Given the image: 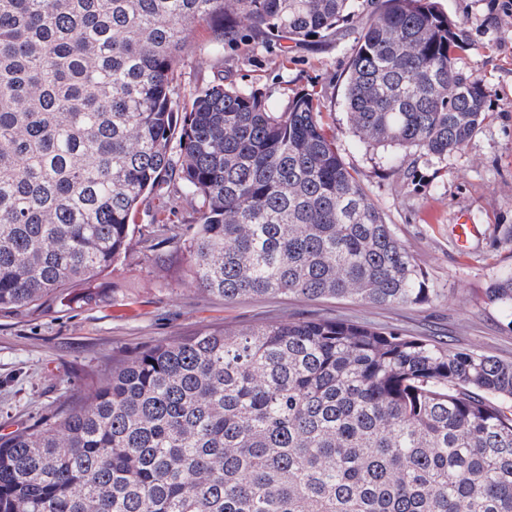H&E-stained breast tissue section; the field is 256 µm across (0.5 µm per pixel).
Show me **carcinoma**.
I'll return each mask as SVG.
<instances>
[{"label": "carcinoma", "mask_w": 512, "mask_h": 512, "mask_svg": "<svg viewBox=\"0 0 512 512\" xmlns=\"http://www.w3.org/2000/svg\"><path fill=\"white\" fill-rule=\"evenodd\" d=\"M345 90L370 145L461 150L488 87L437 0H366ZM354 0H0V311L81 299L133 244L164 178L202 199L204 292L421 305L414 255L319 122L219 76L189 105L177 67L205 26L295 42ZM178 139L173 159L172 139ZM487 296L512 310V273ZM0 512H512V362L346 320L202 331L101 374L40 429L0 437Z\"/></svg>", "instance_id": "carcinoma-1"}]
</instances>
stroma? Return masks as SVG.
Here are the masks:
<instances>
[{"label":"stroma","instance_id":"stroma-1","mask_svg":"<svg viewBox=\"0 0 512 512\" xmlns=\"http://www.w3.org/2000/svg\"><path fill=\"white\" fill-rule=\"evenodd\" d=\"M438 3L465 22V41L454 52L458 67L491 91L485 124L463 150L444 158L417 148L359 143L344 98L356 37L352 26L297 43L264 46L249 38L217 52L201 29L175 83L180 104L219 74L280 106L296 93L320 92L326 132L426 271L437 298L417 306H380L293 296L227 302L208 295L188 272L195 207L171 179L138 205L134 246L106 275L97 302L63 305L50 299L36 308L0 311V437L40 427L80 402L101 373L132 352L207 330L344 319L512 362V311L486 294L492 282L512 272V248L498 239L499 228L512 225V16L504 14L503 0ZM463 215L472 232L462 246L455 225Z\"/></svg>","mask_w":512,"mask_h":512}]
</instances>
